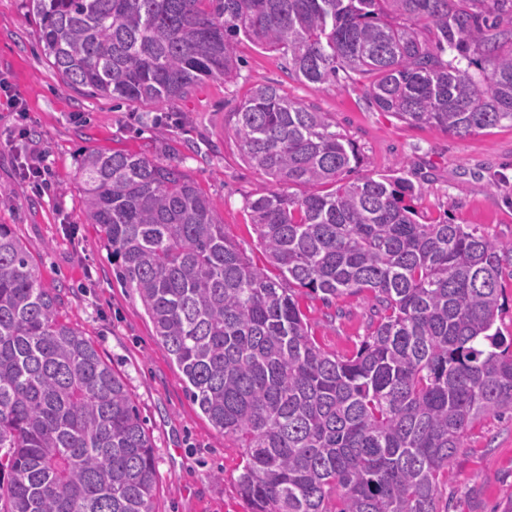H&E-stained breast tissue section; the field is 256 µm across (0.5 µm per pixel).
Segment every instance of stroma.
<instances>
[{
	"mask_svg": "<svg viewBox=\"0 0 512 512\" xmlns=\"http://www.w3.org/2000/svg\"><path fill=\"white\" fill-rule=\"evenodd\" d=\"M238 52L235 80L202 83L159 110L90 96L63 88L26 0H0V224L11 225L29 249L45 287L60 289L63 318L124 378L155 447L153 512H250L237 487L241 451L192 403L139 296L116 279L85 214L76 175L84 151L182 162L228 230L262 262L246 203L266 177L243 161L238 140L224 131V114L253 85L269 84L328 114L359 156L349 179L400 170L421 189L412 204L425 222L464 224L512 241V127L457 137L413 126L372 106L362 84L342 78L314 86L289 76L279 52L249 42ZM158 116L176 119L163 139L151 129ZM32 156L47 192L24 176ZM300 306L316 344L345 357L356 354L374 315L366 292L329 302L304 294ZM450 469L441 512H512V413L477 420Z\"/></svg>",
	"mask_w": 512,
	"mask_h": 512,
	"instance_id": "stroma-1",
	"label": "stroma"
}]
</instances>
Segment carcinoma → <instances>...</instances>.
<instances>
[{
  "label": "carcinoma",
  "mask_w": 512,
  "mask_h": 512,
  "mask_svg": "<svg viewBox=\"0 0 512 512\" xmlns=\"http://www.w3.org/2000/svg\"><path fill=\"white\" fill-rule=\"evenodd\" d=\"M28 8L63 85L113 100L164 107L232 81L244 37L309 84L364 78L370 102L408 124L460 137L512 127V0ZM227 129L275 184L247 201L268 267L179 164L89 150L78 171L86 216L116 278L139 295L193 403L242 448L237 484L252 512H436L468 429L512 410V336L494 328L512 242L420 222L405 178L344 180L352 144L273 85L250 88ZM300 290L371 294L375 319L355 356L316 344ZM60 306L0 224V512H152L140 410Z\"/></svg>",
  "instance_id": "1"
}]
</instances>
